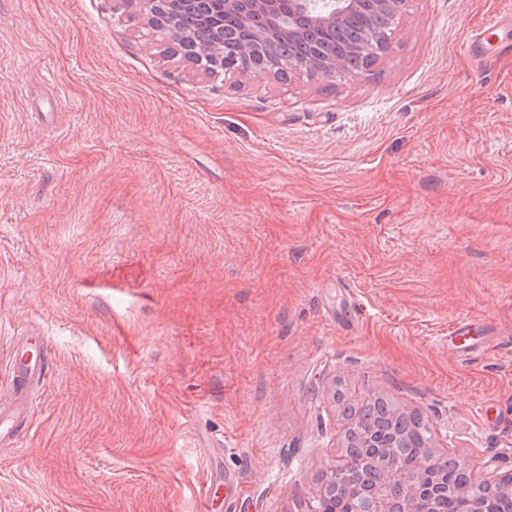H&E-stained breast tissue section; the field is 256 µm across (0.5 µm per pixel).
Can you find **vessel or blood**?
<instances>
[{
  "mask_svg": "<svg viewBox=\"0 0 512 512\" xmlns=\"http://www.w3.org/2000/svg\"><path fill=\"white\" fill-rule=\"evenodd\" d=\"M494 333L482 321H462L448 332L449 354L467 357L490 347ZM14 395L8 405H0V446L12 445L16 431L27 416L26 394L30 385L43 377L50 362V351L42 337L29 335L14 340L10 352Z\"/></svg>",
  "mask_w": 512,
  "mask_h": 512,
  "instance_id": "vessel-or-blood-1",
  "label": "vessel or blood"
}]
</instances>
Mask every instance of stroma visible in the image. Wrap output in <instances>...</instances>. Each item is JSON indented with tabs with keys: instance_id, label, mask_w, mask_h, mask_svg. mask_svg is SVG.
<instances>
[{
	"instance_id": "1",
	"label": "stroma",
	"mask_w": 512,
	"mask_h": 512,
	"mask_svg": "<svg viewBox=\"0 0 512 512\" xmlns=\"http://www.w3.org/2000/svg\"><path fill=\"white\" fill-rule=\"evenodd\" d=\"M508 7L406 0L371 73L283 81L167 56L139 0H0V399L15 336L51 352L0 512H304L340 392L512 472V56L459 50ZM494 333L483 321H462L448 330L449 354L467 357L490 347Z\"/></svg>"
}]
</instances>
